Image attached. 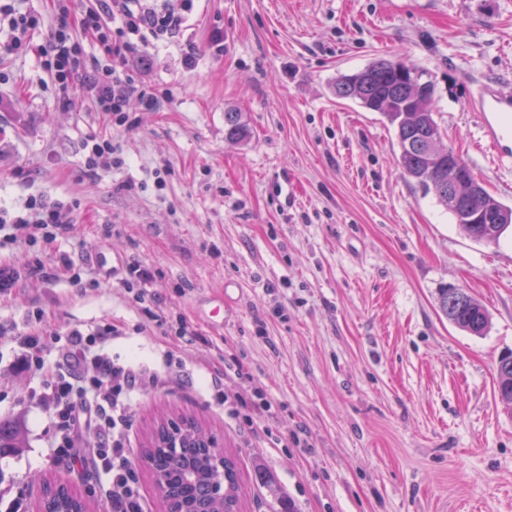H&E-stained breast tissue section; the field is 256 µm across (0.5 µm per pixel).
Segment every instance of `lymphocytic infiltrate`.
<instances>
[{
    "instance_id": "lymphocytic-infiltrate-1",
    "label": "lymphocytic infiltrate",
    "mask_w": 512,
    "mask_h": 512,
    "mask_svg": "<svg viewBox=\"0 0 512 512\" xmlns=\"http://www.w3.org/2000/svg\"><path fill=\"white\" fill-rule=\"evenodd\" d=\"M70 0H53L56 23L51 30L50 48L41 54V66L52 77L62 108H71L75 98L90 101L97 111L110 113L118 127H131L126 111L130 97H138L149 109L159 103L152 86L134 76L130 60L147 56L157 43L177 37L185 28L184 14L159 9L149 0H97L96 7L72 14ZM38 15L20 10L11 0H0V52L17 55L32 49L30 34L39 27ZM96 41L102 59L88 68L80 35ZM87 171L100 174L121 165L120 145L114 139L93 135L82 144ZM77 201H47L30 196L23 214L0 207V232L6 241H22L52 248L60 238L75 235L72 214ZM158 274L154 266L137 263L129 266L120 285L139 304L149 320H159L154 311L151 288ZM45 328L29 325L19 341L27 355V366L42 383L40 401L51 423L59 432L58 455L79 460L75 438L85 428L99 430L101 438L95 454L98 462L112 475V512H143L137 487V470L126 444L129 427L127 410L141 372L109 358L102 346L119 336V328L84 333L74 327L67 342L57 351L53 363L40 355ZM93 369L92 382L82 373Z\"/></svg>"
}]
</instances>
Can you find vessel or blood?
I'll return each mask as SVG.
<instances>
[{
  "instance_id": "obj_1",
  "label": "vessel or blood",
  "mask_w": 512,
  "mask_h": 512,
  "mask_svg": "<svg viewBox=\"0 0 512 512\" xmlns=\"http://www.w3.org/2000/svg\"><path fill=\"white\" fill-rule=\"evenodd\" d=\"M478 126L500 169L512 171V94L483 82L474 100Z\"/></svg>"
}]
</instances>
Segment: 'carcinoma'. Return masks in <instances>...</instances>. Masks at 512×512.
Returning a JSON list of instances; mask_svg holds the SVG:
<instances>
[{
    "instance_id": "cac0c4a2",
    "label": "carcinoma",
    "mask_w": 512,
    "mask_h": 512,
    "mask_svg": "<svg viewBox=\"0 0 512 512\" xmlns=\"http://www.w3.org/2000/svg\"><path fill=\"white\" fill-rule=\"evenodd\" d=\"M370 75L365 80L356 74H342L336 79L334 91L340 99H351L363 108L370 109V103L385 96L399 106L406 101V87L415 82L421 86L425 111L385 112L384 118L394 128L398 145L397 165L403 173L426 193H434L436 200L466 235L476 242L497 244L512 232V207L502 203L488 192L471 199L468 213L471 219L461 215V210L448 205V158L438 159L430 150V138L440 126L435 119L433 83L424 79L426 73L408 66L400 59L386 67L379 61L367 66ZM225 138L241 143L248 136V127L239 112L224 113ZM439 307L448 320L457 328L471 335L486 332L490 315L486 307L466 292L444 288L438 297ZM499 398L512 405V352L502 356L497 365ZM169 433V424L162 423L154 433L151 446L144 451V457L151 462V469L170 487L171 498L166 500L168 512H182L190 504L195 512H217L213 497V482H223L227 497L240 501L239 472L235 461L227 457L224 471L210 467V459L202 448L193 449L192 456L181 450L164 447ZM24 447V431L20 423L0 420V455L12 448ZM46 502L52 512H66L73 507L70 496L44 487Z\"/></svg>"
}]
</instances>
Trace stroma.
Returning a JSON list of instances; mask_svg holds the SVG:
<instances>
[{
  "label": "stroma",
  "mask_w": 512,
  "mask_h": 512,
  "mask_svg": "<svg viewBox=\"0 0 512 512\" xmlns=\"http://www.w3.org/2000/svg\"><path fill=\"white\" fill-rule=\"evenodd\" d=\"M24 6L42 15L33 42L47 47L50 0ZM188 44L192 68L181 62ZM37 50L0 57V203L40 195L80 207L76 235L54 252L0 245V261L22 275L0 298V420L27 428L26 448L0 455V512L14 499L37 512L45 480L92 512L110 509L97 433L78 440L81 466L56 457L39 379L14 365L36 312L53 332L49 361L71 327L112 325L125 334L106 344L111 357L155 371L166 353L182 360L177 376L130 400L145 512L165 504L143 450L157 424L184 417L236 461L242 512H512V410L495 393L497 362L512 352V237L495 246L465 235L398 168L387 121L331 90L382 58L426 71L445 143L512 206V173L477 150L470 105L483 79L512 91V0H194L187 30L142 71L170 101L150 111L130 98L133 125L119 130L89 101L59 108ZM228 112L243 114L246 142L225 140ZM94 134L116 136L121 167L86 171L82 143ZM100 248L114 273L99 286L29 274L60 254L91 262ZM136 261L158 269L166 319L186 318L210 347L143 316L119 286ZM449 286L486 306L484 335L443 315L438 292ZM257 387L282 443L217 401Z\"/></svg>",
  "instance_id": "stroma-1"
}]
</instances>
